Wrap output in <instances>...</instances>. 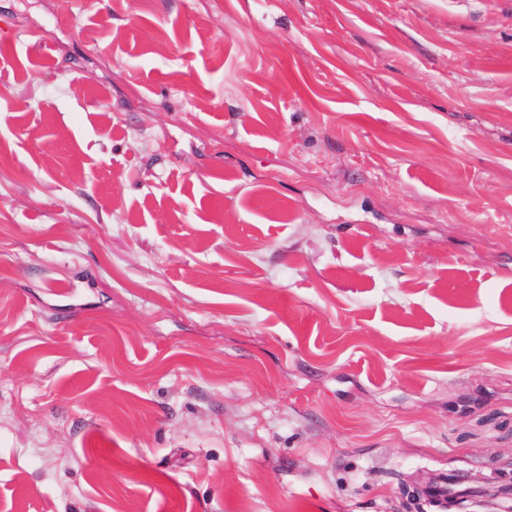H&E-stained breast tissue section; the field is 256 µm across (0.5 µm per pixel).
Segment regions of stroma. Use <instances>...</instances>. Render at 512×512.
<instances>
[{"instance_id":"1","label":"stroma","mask_w":512,"mask_h":512,"mask_svg":"<svg viewBox=\"0 0 512 512\" xmlns=\"http://www.w3.org/2000/svg\"><path fill=\"white\" fill-rule=\"evenodd\" d=\"M512 512V0H0V512ZM451 486L448 480L444 477H439L436 480L426 484L424 487V499L436 506L445 508L448 504V494L450 493Z\"/></svg>"}]
</instances>
